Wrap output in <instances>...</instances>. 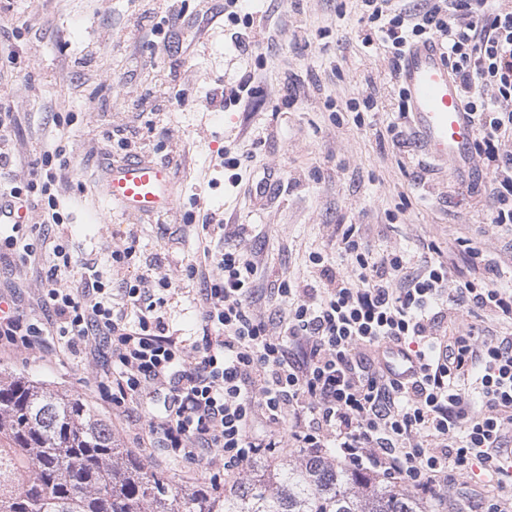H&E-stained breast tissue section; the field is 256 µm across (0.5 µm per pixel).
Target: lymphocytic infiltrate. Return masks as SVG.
Segmentation results:
<instances>
[{
  "instance_id": "obj_1",
  "label": "lymphocytic infiltrate",
  "mask_w": 512,
  "mask_h": 512,
  "mask_svg": "<svg viewBox=\"0 0 512 512\" xmlns=\"http://www.w3.org/2000/svg\"><path fill=\"white\" fill-rule=\"evenodd\" d=\"M370 13L365 43H390L401 57L409 43L438 37L462 100L477 128L474 152L489 176L491 221L512 224V10L494 0H429L410 10L392 0H363ZM15 117L0 105V198L40 208L43 223L64 222L52 154L42 180L10 175ZM457 244L472 276L456 278L444 260L411 259L397 249L374 256L348 225L338 243L341 265L319 253L309 260L317 284L282 280L265 287L255 257L240 249L203 248L188 266L199 278L198 335L170 332L163 310L166 278L126 282L132 311L114 309L99 275L79 287L62 284L71 266L66 244L54 241L52 264L40 279L47 323L32 321L13 293H0V352L52 345L56 354L92 366L95 398L140 424L136 444L177 463L216 466L239 475L256 457L289 448L319 455L335 449L354 468L409 486L428 498L449 478L472 471L501 482L512 473V332L471 325L448 333L449 307L473 306L512 321V289L467 238ZM276 301L279 332H271L262 300ZM397 345L419 363L416 377H390L380 352Z\"/></svg>"
}]
</instances>
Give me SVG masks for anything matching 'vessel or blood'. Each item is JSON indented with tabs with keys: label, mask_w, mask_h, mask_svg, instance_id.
Listing matches in <instances>:
<instances>
[{
	"label": "vessel or blood",
	"mask_w": 512,
	"mask_h": 512,
	"mask_svg": "<svg viewBox=\"0 0 512 512\" xmlns=\"http://www.w3.org/2000/svg\"><path fill=\"white\" fill-rule=\"evenodd\" d=\"M408 116L421 150L431 159L463 172L473 163L476 125L463 106L455 75L437 40L410 45L398 68ZM107 196L133 217L172 212L177 204L167 165L148 158L110 164L104 177ZM385 364L401 378L416 374L417 364L397 347L386 350Z\"/></svg>",
	"instance_id": "1"
}]
</instances>
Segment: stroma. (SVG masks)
Returning <instances> with one entry per match:
<instances>
[{"instance_id": "1", "label": "stroma", "mask_w": 512, "mask_h": 512, "mask_svg": "<svg viewBox=\"0 0 512 512\" xmlns=\"http://www.w3.org/2000/svg\"><path fill=\"white\" fill-rule=\"evenodd\" d=\"M157 0H10L0 6V34L29 26L17 42L13 76L0 99L15 114L12 141L18 180L31 178L44 153L61 152L64 223L29 212L32 240L63 237L79 281L93 264L123 307V280L151 272L175 293L165 307L170 331L199 329L200 284L186 274L199 253L204 214L246 225L244 235L214 239L213 247L256 257L267 281L312 280L313 252L338 261L341 229L357 224L375 254L404 249L412 260L429 244L449 252L472 239L512 286V226L492 224L485 173L462 181L448 165L419 149L400 116L399 83L390 45L362 42L361 0H253L263 31L249 56L230 47L224 0H185L182 50L152 39L136 25ZM182 63L165 112L135 111L153 79ZM252 72L262 92L249 102L213 103L216 84L234 87ZM135 132L140 155L165 162L176 185L173 213L134 218L112 206L102 171L119 134ZM246 169L248 192L229 186L223 149ZM134 242L136 260L112 265V251ZM20 289L21 307L43 320L36 269L19 258L0 263V283ZM0 367L90 398L94 381L77 358L58 361L34 349L0 356ZM447 512H487L501 490L450 482L441 492Z\"/></svg>"}]
</instances>
